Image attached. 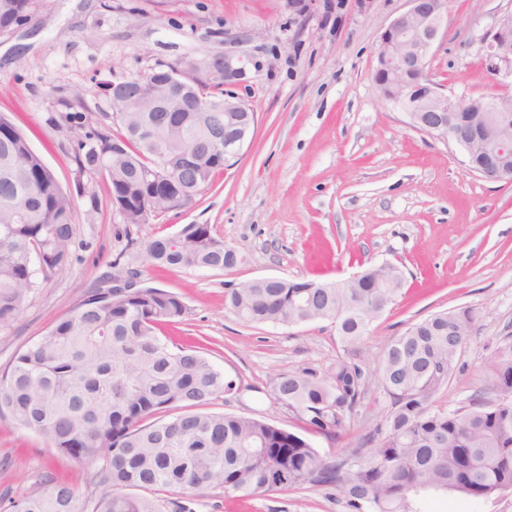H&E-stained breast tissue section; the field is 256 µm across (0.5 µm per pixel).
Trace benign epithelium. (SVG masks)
Segmentation results:
<instances>
[{
	"instance_id": "benign-epithelium-1",
	"label": "benign epithelium",
	"mask_w": 512,
	"mask_h": 512,
	"mask_svg": "<svg viewBox=\"0 0 512 512\" xmlns=\"http://www.w3.org/2000/svg\"><path fill=\"white\" fill-rule=\"evenodd\" d=\"M409 8L395 16L383 30L377 47L378 86L404 83L406 77L424 83L425 91L420 106L400 108L408 123L415 129L451 141L472 154L470 146L457 135L452 124L446 122V112H512V95L505 93L493 104L487 105L475 98L448 95L424 74L427 61L442 32L445 0H408ZM512 12L500 16L490 38L483 42L485 57L483 73L497 83L512 79ZM205 73L208 77H221L227 86L234 85L245 74L240 56L217 53L200 59L185 57L174 64V78L159 85L158 97L166 103V111L187 102H194L199 112H210L212 107L204 101L194 100L186 90L175 93V88L192 77ZM141 89L124 93L112 92V103L128 112L139 107ZM224 138L218 140L216 149L224 153V160L239 155L250 139L255 117L245 102L234 94L224 97ZM498 132L494 148L486 153L485 160L476 170L481 177L492 181H504L512 177L507 161L512 156V133L507 124L493 121Z\"/></svg>"
}]
</instances>
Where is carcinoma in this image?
Segmentation results:
<instances>
[{
  "label": "carcinoma",
  "instance_id": "cac0c4a2",
  "mask_svg": "<svg viewBox=\"0 0 512 512\" xmlns=\"http://www.w3.org/2000/svg\"><path fill=\"white\" fill-rule=\"evenodd\" d=\"M32 0H0V26L30 12ZM193 95L223 103L224 83L191 84ZM120 112L123 134L86 130L83 112L61 116L77 138L76 178L92 173L107 185L111 208L139 224L193 206L224 154L222 112ZM74 200L23 132L0 114V325L20 313L36 280L69 263ZM144 243L151 262L170 268L224 270L238 252L206 224ZM379 281L350 283L279 278L247 282L227 293V308L247 323L299 325L329 321L343 354L324 371L302 368L272 381L278 400L310 430L331 434L351 419L372 375L363 346L373 324L404 285L391 264ZM182 299L145 287L92 289L67 316L14 357L0 374V414L63 455L98 465L101 494L87 503L71 485L50 482L10 502L9 512H162L173 487L221 486L239 498L305 485L333 486L350 512H421L428 494L487 499L512 491V345L488 365L489 384L448 408L435 396L447 387L475 322L471 308L437 312L391 339L379 383L392 409L373 447L334 462L302 437L253 417L204 411L237 391L199 352L169 346L156 334L180 321ZM184 412L166 417L173 408Z\"/></svg>",
  "mask_w": 512,
  "mask_h": 512
}]
</instances>
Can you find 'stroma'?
I'll return each instance as SVG.
<instances>
[{
  "instance_id": "obj_1",
  "label": "stroma",
  "mask_w": 512,
  "mask_h": 512,
  "mask_svg": "<svg viewBox=\"0 0 512 512\" xmlns=\"http://www.w3.org/2000/svg\"><path fill=\"white\" fill-rule=\"evenodd\" d=\"M408 0H321L306 13L282 0H38L31 19L0 35V114L27 135L75 203L69 265L38 279L18 317L0 326V371L68 315L89 289L138 270L143 285L182 297L187 310L165 335L192 337L237 391L211 411L263 419L306 439L328 459L348 455L382 424L390 400L371 384L343 430L311 432L278 401L273 379L304 367L324 370L340 353L333 324L245 323L226 307L239 284L272 276L349 280L385 262L402 267L401 296L373 326L364 363L378 372L390 339L441 311L473 308L472 327L438 403L453 408L487 384V365L512 343V181H489L456 144L410 127L373 79L379 37ZM512 0H447L445 29L430 77L452 96L501 93L483 74L480 40ZM230 52L247 60L231 93L255 114L253 136L190 208L145 224L112 210L96 175L76 177L75 141L59 113L111 125L103 84L185 56ZM100 212L88 218L91 198ZM186 224L209 225L245 261L229 270L160 269L146 240ZM82 497L101 488L93 465L60 454L0 417V512L46 480ZM192 512H349L333 487L308 485L246 499L222 487L169 489ZM424 512H512V491L484 500L425 498Z\"/></svg>"
}]
</instances>
